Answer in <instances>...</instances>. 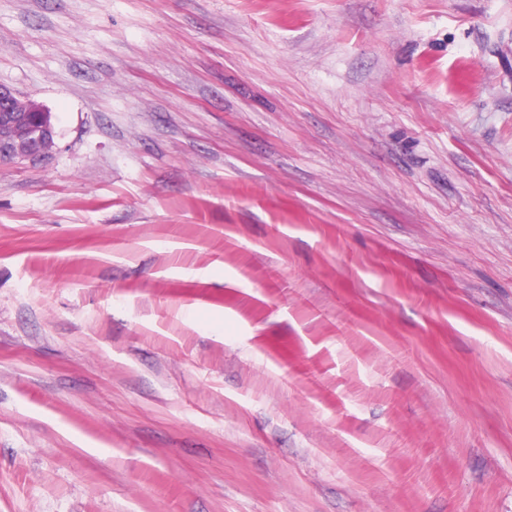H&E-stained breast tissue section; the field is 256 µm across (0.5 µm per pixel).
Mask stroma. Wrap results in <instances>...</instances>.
I'll list each match as a JSON object with an SVG mask.
<instances>
[{
    "instance_id": "35a3bbf8",
    "label": "stroma",
    "mask_w": 512,
    "mask_h": 512,
    "mask_svg": "<svg viewBox=\"0 0 512 512\" xmlns=\"http://www.w3.org/2000/svg\"><path fill=\"white\" fill-rule=\"evenodd\" d=\"M0 512H512V0H0ZM17 93L15 89L0 84V165L35 160L46 156V145L54 140L56 131L50 112H40L36 120L24 128V144L17 138L14 129L20 117L10 115Z\"/></svg>"
}]
</instances>
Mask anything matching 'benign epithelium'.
Here are the masks:
<instances>
[{"mask_svg": "<svg viewBox=\"0 0 512 512\" xmlns=\"http://www.w3.org/2000/svg\"><path fill=\"white\" fill-rule=\"evenodd\" d=\"M17 93L0 84V165L35 160L48 154L46 145L54 140L56 131L51 113L41 112L36 120L24 128V140H19L15 128L19 118L11 114Z\"/></svg>", "mask_w": 512, "mask_h": 512, "instance_id": "obj_1", "label": "benign epithelium"}]
</instances>
